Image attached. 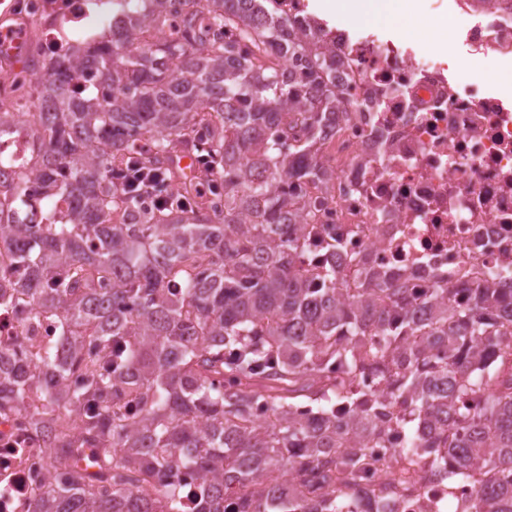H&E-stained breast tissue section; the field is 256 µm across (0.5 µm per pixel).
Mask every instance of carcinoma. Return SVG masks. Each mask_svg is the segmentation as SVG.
Masks as SVG:
<instances>
[{"label": "carcinoma", "instance_id": "obj_1", "mask_svg": "<svg viewBox=\"0 0 512 512\" xmlns=\"http://www.w3.org/2000/svg\"><path fill=\"white\" fill-rule=\"evenodd\" d=\"M240 2L150 0L159 18L178 8L158 44L112 25L97 68L109 98L76 99L67 73L26 64L58 111L33 131L36 186L0 156V216L15 220L0 223L15 248L0 302L53 314L70 358L20 341L0 370V415L36 404L50 434L52 474L31 512H144L155 496L186 512V474L202 480L191 512H226L230 494L238 512H352L367 449L395 430L400 472L377 499L416 493L427 465L450 486L478 475L470 512H512V280L462 305L438 288L420 307L399 279H360L355 255L350 280L303 266L311 212L288 187L319 179L334 62L310 19L288 33L287 77L270 44L285 23ZM123 171L155 177L164 204L135 197L113 178ZM59 194L73 200L63 221ZM367 369L388 397L354 387ZM135 396L129 417L121 402ZM76 404L87 409L73 423ZM260 404L272 422L255 419ZM282 479L286 497L271 486Z\"/></svg>", "mask_w": 512, "mask_h": 512}]
</instances>
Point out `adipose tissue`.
Listing matches in <instances>:
<instances>
[{
  "label": "adipose tissue",
  "mask_w": 512,
  "mask_h": 512,
  "mask_svg": "<svg viewBox=\"0 0 512 512\" xmlns=\"http://www.w3.org/2000/svg\"><path fill=\"white\" fill-rule=\"evenodd\" d=\"M418 0H325L328 13H344L352 19L373 20L394 25L400 16H410V30L419 40L437 51L448 49L453 25L447 18H425L418 11Z\"/></svg>",
  "instance_id": "adipose-tissue-1"
}]
</instances>
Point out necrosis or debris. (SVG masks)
<instances>
[{
	"label": "necrosis or debris",
	"instance_id": "4bbe7bcc",
	"mask_svg": "<svg viewBox=\"0 0 512 512\" xmlns=\"http://www.w3.org/2000/svg\"><path fill=\"white\" fill-rule=\"evenodd\" d=\"M103 0H0V110L48 112L47 92L29 98L26 73L13 51L26 58L61 57L72 45L97 55ZM467 45L512 52V15L488 8L464 31ZM336 54L334 73L342 106L320 134L322 179L293 185L309 204L307 262L325 263L336 240L345 254L363 257L371 270L403 275L411 297L438 288L457 289L466 276L499 283L512 273V110L472 76L467 61L449 74L444 61L408 46L371 36L326 31ZM60 327L49 315L0 308V348L22 339L35 350L58 344ZM371 449L373 464L359 488L355 512H466L474 484L449 487L423 472L419 491L404 502H382L373 482L396 467L394 449ZM50 441L34 408L0 418V512H26L43 491Z\"/></svg>",
	"mask_w": 512,
	"mask_h": 512
}]
</instances>
